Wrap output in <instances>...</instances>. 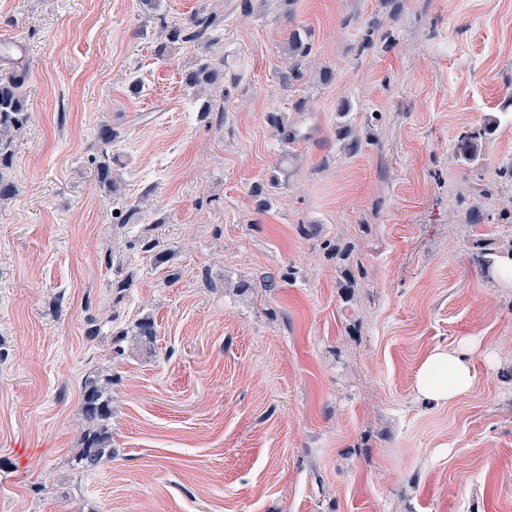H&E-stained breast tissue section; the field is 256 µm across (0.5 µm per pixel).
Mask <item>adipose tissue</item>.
<instances>
[{
    "label": "adipose tissue",
    "mask_w": 512,
    "mask_h": 512,
    "mask_svg": "<svg viewBox=\"0 0 512 512\" xmlns=\"http://www.w3.org/2000/svg\"><path fill=\"white\" fill-rule=\"evenodd\" d=\"M474 383L475 374L466 349L438 347L420 359L414 386L421 398L450 404L467 394Z\"/></svg>",
    "instance_id": "obj_1"
}]
</instances>
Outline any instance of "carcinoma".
<instances>
[{
	"instance_id": "cac0c4a2",
	"label": "carcinoma",
	"mask_w": 512,
	"mask_h": 512,
	"mask_svg": "<svg viewBox=\"0 0 512 512\" xmlns=\"http://www.w3.org/2000/svg\"><path fill=\"white\" fill-rule=\"evenodd\" d=\"M223 18L213 11H202L191 16L183 25L176 27L163 26L166 39L172 43L181 41L189 43L205 51L220 40L217 34ZM290 78L303 79V61L311 55L313 47L307 35L292 32L289 37ZM222 71L212 61L197 64L195 70L187 75V83L192 87L203 88L218 83ZM25 74L11 72L0 75V204L8 202L16 193V186L10 177L13 166V142L30 121V112L23 86ZM119 136L112 126L105 124L98 129L96 142L97 154L91 158L97 182L112 194L117 187L112 178V157L108 148ZM477 135L474 132H463L455 144L457 155L466 159L475 156ZM131 334L142 344L153 343L156 330L154 321L144 317L136 322ZM111 379L98 374L89 375L82 385L81 416L83 420V446L75 456V469L88 472L97 468L103 461L112 459V395L109 390Z\"/></svg>"
}]
</instances>
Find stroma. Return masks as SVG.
<instances>
[{
	"label": "stroma",
	"mask_w": 512,
	"mask_h": 512,
	"mask_svg": "<svg viewBox=\"0 0 512 512\" xmlns=\"http://www.w3.org/2000/svg\"><path fill=\"white\" fill-rule=\"evenodd\" d=\"M239 4L0 0L31 114L0 205V512H512V285L473 246L512 249V0ZM215 8L224 80L197 90L161 23ZM105 123L129 217L89 163ZM144 316L152 344L116 341ZM466 338L471 391L419 399L420 358ZM96 373L115 453L82 474ZM288 45L291 59L289 78L299 81L304 77L302 63L307 57H309V55H311L313 47L308 40L307 34L305 33L302 35L299 31L291 33Z\"/></svg>",
	"instance_id": "stroma-1"
}]
</instances>
